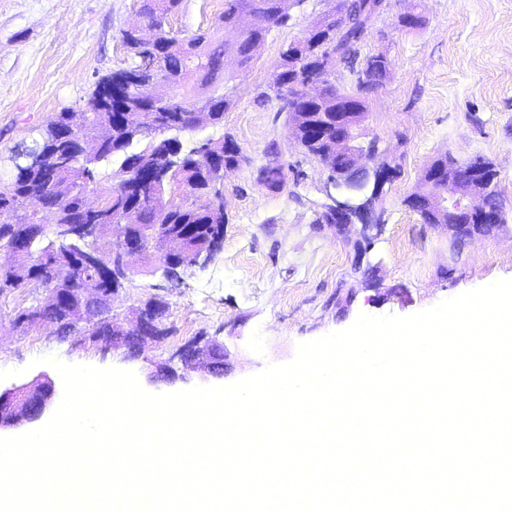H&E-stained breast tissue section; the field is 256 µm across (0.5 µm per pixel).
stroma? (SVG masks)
<instances>
[{
    "label": "stroma",
    "mask_w": 512,
    "mask_h": 512,
    "mask_svg": "<svg viewBox=\"0 0 512 512\" xmlns=\"http://www.w3.org/2000/svg\"><path fill=\"white\" fill-rule=\"evenodd\" d=\"M330 7L329 0L292 7L287 25L269 32L248 66L226 57L232 104L223 122L183 133L186 141L231 137L248 162L224 175L223 241L207 264L181 270L174 287L157 259L134 260L112 300L127 324L147 300H163L164 339L133 357L109 353L87 334L61 336L41 321L16 325L18 311L47 300L39 283L0 291V370L16 372L0 386L42 373L57 378L43 362L51 355L134 371L142 388L156 394L227 386L291 361L298 344L346 329L359 314L408 316L512 279V0H385L356 61L337 59L333 84L361 94L379 139L380 152L366 166L395 170L375 204L381 230L361 262L355 257L360 225L342 237L323 222L335 194L328 172L297 142L280 100L267 92L282 51ZM138 9V0H0V177L55 113L84 106L99 77L133 65L120 32L139 23ZM223 10L224 0H183L165 28L183 38L209 27ZM407 12L422 14L424 23L396 28ZM377 54L388 61L386 73L359 89L358 69ZM273 144L286 173L279 193L257 179ZM447 153L492 164L505 215L493 233L458 249L445 225L424 223L405 202L425 169ZM201 336L223 343V375L155 379L160 365Z\"/></svg>",
    "instance_id": "obj_1"
}]
</instances>
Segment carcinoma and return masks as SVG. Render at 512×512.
<instances>
[{
    "instance_id": "obj_1",
    "label": "carcinoma",
    "mask_w": 512,
    "mask_h": 512,
    "mask_svg": "<svg viewBox=\"0 0 512 512\" xmlns=\"http://www.w3.org/2000/svg\"><path fill=\"white\" fill-rule=\"evenodd\" d=\"M182 0H140L139 13L149 17L148 28L140 35L124 30L121 40L137 58L151 59L152 70L140 76L141 83L123 101V121L114 122L113 110L98 105L100 88L112 80V75L98 79L87 101V109L79 111L65 107L55 114L39 136L51 156L72 151L69 159L84 163L88 177L79 183L71 179L67 169L47 161L28 173L13 170L9 178L0 180V249L12 252L18 264L0 267V291L21 288L24 282L41 279L50 288H69L74 274L82 271L99 276V288L112 296V274L79 268L80 249L98 251L108 257L112 249L101 243L119 219L124 220L127 243L138 250L137 256H159V260L174 257L186 261L181 254H161L160 242L171 234L184 236L187 253L204 252L212 237L224 231V211L210 208L211 198L220 193L221 176L216 164L204 159L202 148L212 146L218 158H224V144L230 140H207L186 143L179 132L193 131L198 125H215L224 119V112L232 104L225 91V44L214 40L216 32L238 28L247 37L237 51L241 64L248 65L265 39L268 29L250 24L251 18L261 15L279 27L288 16L281 14L279 0H224V12L213 29L198 30L184 39H178L164 29L168 15L179 10ZM381 0H351L349 23L336 27V19L323 18L330 28L337 29V38L328 44L311 43L302 50L299 68L288 64V51L276 66L272 87L282 101L280 111L286 114L293 128L306 123L325 127L330 139L336 137V100L353 98L342 93L330 82L331 73L323 64L336 57L354 56L365 41L366 30L380 12ZM324 77L322 103L312 105L307 113L290 109L289 97L298 94L297 88L310 78ZM195 80L200 94L190 96L185 91L189 80ZM162 83L172 95L160 105L147 95L150 86ZM150 109L160 112V124L153 133L162 135L143 149L131 148L140 136L148 133L139 122V115ZM88 127L96 128L99 140L91 149V156H79V139ZM120 162V181L115 187H96V169L103 162ZM143 161L159 164L161 179L153 187L138 189L133 175ZM258 180L269 191L281 192L286 184L283 165L267 164L259 169ZM39 192L37 202L29 203L30 190ZM97 193L100 208L96 212L85 209L86 195ZM67 224H94L97 233L74 244V248L60 247ZM66 308L50 309L42 320L58 326L62 333L70 332L65 322Z\"/></svg>"
}]
</instances>
